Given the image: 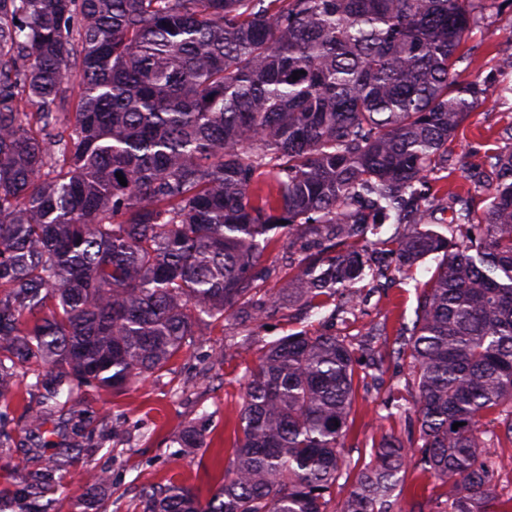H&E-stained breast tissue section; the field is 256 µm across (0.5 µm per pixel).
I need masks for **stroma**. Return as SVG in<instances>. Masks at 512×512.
Here are the masks:
<instances>
[{
	"mask_svg": "<svg viewBox=\"0 0 512 512\" xmlns=\"http://www.w3.org/2000/svg\"><path fill=\"white\" fill-rule=\"evenodd\" d=\"M498 2V9L471 27L463 45L467 59L456 66L459 81H489L490 94L457 130L455 152L461 169L429 177L426 203L440 219L451 218L454 191L468 204L483 208L490 161L512 151V137L505 133L512 127V70L501 67L502 58L512 55V0ZM387 261L390 277L367 290L350 323L327 322L322 314L309 315L283 303L274 316L258 323L200 327L199 341L185 348L161 375L136 381L118 393L82 389L55 409L40 433L32 430L30 420L41 409V393L30 387L32 373L18 369L7 392L0 395V432L7 435L0 443V512H29L26 489L56 452L63 453L65 463L52 472L38 501L41 512H138L139 494L150 485L172 480L204 491L215 486L231 456L245 391L244 371L258 356V342L301 331L348 336L360 354L385 358L376 377L356 383L354 423L341 450L344 462L360 469L385 435L408 439L415 422L385 416L383 403L392 396L411 405L417 388L408 361L388 358L387 353L404 327L412 324L417 296L428 287L435 262L426 259L405 278L395 271V256ZM379 323L385 324V335L370 337L369 329ZM249 333L256 345H234V338ZM215 351L224 354L217 364L209 359ZM198 421L206 427L208 449L203 454L173 442L185 425ZM92 468L112 474L111 483L94 496L85 489V475Z\"/></svg>",
	"mask_w": 512,
	"mask_h": 512,
	"instance_id": "1",
	"label": "stroma"
}]
</instances>
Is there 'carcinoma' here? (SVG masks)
Returning <instances> with one entry per match:
<instances>
[{
    "instance_id": "cac0c4a2",
    "label": "carcinoma",
    "mask_w": 512,
    "mask_h": 512,
    "mask_svg": "<svg viewBox=\"0 0 512 512\" xmlns=\"http://www.w3.org/2000/svg\"><path fill=\"white\" fill-rule=\"evenodd\" d=\"M495 3L0 0V395L22 363L55 400L122 390L200 325L263 320L254 269L296 226L316 241H292L279 293L309 311L352 312L391 244L404 273L437 260L394 350L418 438H383L340 512H395L410 469L448 486L438 512H498L482 448L512 446V152L457 237L423 192L489 94L455 67ZM390 219L413 230L370 239ZM381 366L336 335L264 343L214 490L146 487L141 512H330L355 378ZM174 443L207 447L193 425Z\"/></svg>"
}]
</instances>
